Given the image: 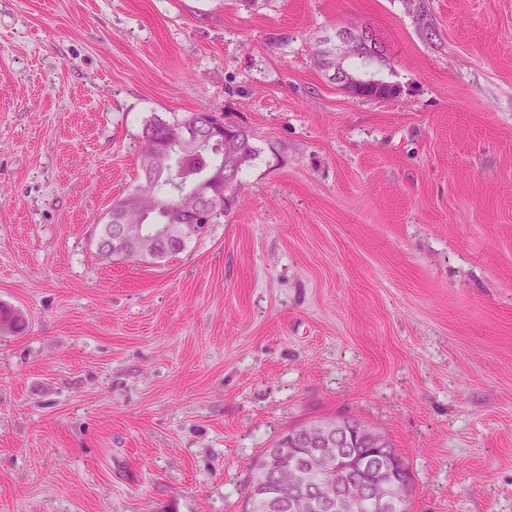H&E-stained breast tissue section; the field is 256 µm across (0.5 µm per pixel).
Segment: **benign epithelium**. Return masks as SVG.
Listing matches in <instances>:
<instances>
[{
	"mask_svg": "<svg viewBox=\"0 0 512 512\" xmlns=\"http://www.w3.org/2000/svg\"><path fill=\"white\" fill-rule=\"evenodd\" d=\"M375 43L376 35L369 29L349 26L336 29L321 48L329 77L340 87H358L365 83L366 78L346 69V59L358 54L364 46ZM234 137L235 133L225 130L224 124L211 122L208 115L195 114L189 122L171 128L169 144L180 151L202 152L216 143H227ZM231 180L227 169L206 177L194 190L195 203L190 210L168 207L166 223L156 225L155 236L149 239L143 236L141 225L129 218L131 211H143L148 205L136 192L126 194L122 208L108 219L112 247L135 256L153 252L158 243L168 240L179 230L189 212H194L197 218H206L214 201L211 185L218 181L227 186ZM346 431L357 433L365 446L377 449L380 455L390 459L393 468L406 471L404 459L393 453L387 438L370 426L354 420L348 424L339 420L334 424L305 423L297 436L298 443L307 448L303 462L298 463L285 456L280 459L275 472H262L263 479L274 482L279 481L283 473L292 475L286 486V507L291 512H310L312 509L320 512H356L364 503L383 506L385 496L375 494L374 483L364 479L351 464V458L340 450Z\"/></svg>",
	"mask_w": 512,
	"mask_h": 512,
	"instance_id": "benign-epithelium-1",
	"label": "benign epithelium"
}]
</instances>
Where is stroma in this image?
Instances as JSON below:
<instances>
[{
    "label": "stroma",
    "instance_id": "1",
    "mask_svg": "<svg viewBox=\"0 0 512 512\" xmlns=\"http://www.w3.org/2000/svg\"><path fill=\"white\" fill-rule=\"evenodd\" d=\"M0 0V512H240L264 448L348 417L410 512H512V0ZM365 24L394 99L315 43ZM284 35L287 47L274 44ZM258 156L180 254L107 260L159 117ZM174 124L179 123H170L162 120L161 118H154L146 123L141 131V146L138 160L140 157L146 156V154L151 150L153 143L162 141L166 129Z\"/></svg>",
    "mask_w": 512,
    "mask_h": 512
}]
</instances>
